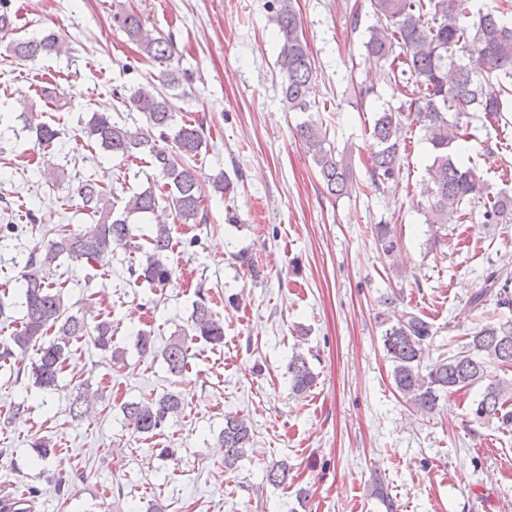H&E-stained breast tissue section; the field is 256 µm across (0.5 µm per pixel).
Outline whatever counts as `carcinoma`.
<instances>
[{"mask_svg": "<svg viewBox=\"0 0 512 512\" xmlns=\"http://www.w3.org/2000/svg\"><path fill=\"white\" fill-rule=\"evenodd\" d=\"M376 24L368 27L364 42L366 53L388 65L389 81L405 97L397 108L377 113L371 136L378 150L373 155L371 184L378 190L400 180L401 161L398 130L402 119L420 127L431 146L429 179L422 184L417 202L428 224H448L473 218L462 212L463 203H483L482 216L492 224L512 214V196L490 195L478 167L459 156V142L467 139L462 118L473 112L503 122L512 110V9L504 5L483 8L476 0H369ZM269 22L279 39L276 65L284 101L291 112H309V84L314 62L303 34L294 0H267ZM113 23L136 42L142 58L166 65L161 71L162 87L154 81L135 88L124 99L126 106L143 114L146 126L130 129L122 120L105 113H93L83 127L87 140L104 152L123 160L148 159L158 172V180L132 193L118 204L112 184L94 174L78 186L84 211L92 220L76 229L61 224L54 237L29 252L19 272L22 317L14 330L0 341V367L11 365L15 350L36 347L28 378L45 393L60 388L64 364L73 343L87 339L112 361H124V351L113 345L112 320L96 316L94 324L71 314L64 304L63 285L51 280V270L62 257L71 262L107 265L114 249L128 252V273L136 283L161 288L176 273L174 263V227L164 221L137 230L131 216H157L161 203L175 214L180 224H203L207 220L204 201L207 196H224L232 191L224 170L204 182L188 160L199 155L206 144L204 121H176L173 100L186 96L188 77L173 66L175 46L171 39L153 38L144 33V24L133 12H117ZM8 0H0V39L10 38L6 50L28 63L44 57L67 54L56 34L34 33L15 38ZM35 132L39 145L48 147L58 138L52 126L36 121V114L19 115ZM297 134L326 185L336 197L352 191L353 182L343 161L316 121H304ZM375 240L382 253L393 256L397 240L388 224L375 226ZM189 329L170 338L160 351L167 371L177 377L189 370L191 344L203 342L213 349L224 345V323L214 311L211 296L197 291ZM500 305L512 304V277L499 269L487 273L482 288L469 299L471 308H479L490 299ZM386 310L378 313L386 357L393 366L396 391L418 412L433 413L441 398L448 394L480 388L479 398L470 407L476 421H497L512 425V378L491 375L490 368L512 366V323H487L468 336L458 351L425 366L423 361L434 337L432 324L419 314L395 309L394 299L383 300ZM135 346L142 355L155 352L151 332L141 330ZM317 374L307 356L294 351L288 361L289 388L303 396L316 384ZM185 409L175 391L150 394L120 405L124 427L139 435L154 437ZM88 396L79 393L71 402L70 414L76 419L90 416ZM224 448V470L232 471L253 443L248 423L236 417L224 418L217 435ZM58 449L45 438L30 443V456L42 463L57 457ZM288 461L273 463L265 479L273 485L288 484ZM38 490L31 487L28 496L11 494L0 497V512H29L30 499Z\"/></svg>", "mask_w": 512, "mask_h": 512, "instance_id": "1", "label": "carcinoma"}]
</instances>
